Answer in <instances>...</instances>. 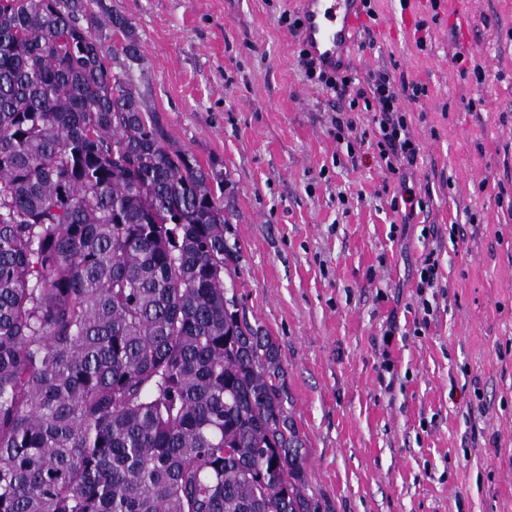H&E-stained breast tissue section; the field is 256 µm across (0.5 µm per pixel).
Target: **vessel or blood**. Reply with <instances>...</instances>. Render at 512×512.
<instances>
[{
    "label": "vessel or blood",
    "instance_id": "b4317fda",
    "mask_svg": "<svg viewBox=\"0 0 512 512\" xmlns=\"http://www.w3.org/2000/svg\"><path fill=\"white\" fill-rule=\"evenodd\" d=\"M301 42L329 70L357 36L365 16L358 0H301Z\"/></svg>",
    "mask_w": 512,
    "mask_h": 512
}]
</instances>
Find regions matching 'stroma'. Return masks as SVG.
<instances>
[{
    "label": "stroma",
    "instance_id": "obj_1",
    "mask_svg": "<svg viewBox=\"0 0 512 512\" xmlns=\"http://www.w3.org/2000/svg\"><path fill=\"white\" fill-rule=\"evenodd\" d=\"M103 4L135 31L131 77L171 141L224 171L240 252L225 286L279 347L316 498L330 512H512V0H465V26L442 0H412L421 48L401 0H372L347 53L357 75L384 65L427 90L401 104L420 147L406 178L427 201L412 215L392 208L398 182L371 144L333 136L336 96L307 81L280 22L293 0ZM462 50L484 81L460 77ZM433 248L424 327L417 269Z\"/></svg>",
    "mask_w": 512,
    "mask_h": 512
}]
</instances>
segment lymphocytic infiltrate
I'll return each instance as SVG.
<instances>
[{
    "instance_id": "obj_1",
    "label": "lymphocytic infiltrate",
    "mask_w": 512,
    "mask_h": 512,
    "mask_svg": "<svg viewBox=\"0 0 512 512\" xmlns=\"http://www.w3.org/2000/svg\"><path fill=\"white\" fill-rule=\"evenodd\" d=\"M299 63L309 80L334 90L337 99L345 103L332 120L337 141L355 133L361 114L367 113L375 131L374 146L386 170L396 175L403 164H415L419 147L400 103L405 98L415 101L424 96L422 85L396 79L384 66L369 71L361 80L343 66L327 70L305 49L299 52Z\"/></svg>"
}]
</instances>
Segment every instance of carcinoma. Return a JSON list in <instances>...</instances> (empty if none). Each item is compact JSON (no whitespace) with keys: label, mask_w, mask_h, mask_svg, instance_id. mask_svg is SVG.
<instances>
[{"label":"carcinoma","mask_w":512,"mask_h":512,"mask_svg":"<svg viewBox=\"0 0 512 512\" xmlns=\"http://www.w3.org/2000/svg\"><path fill=\"white\" fill-rule=\"evenodd\" d=\"M96 5L0 0V512H330L224 287V171L171 143Z\"/></svg>","instance_id":"obj_1"}]
</instances>
